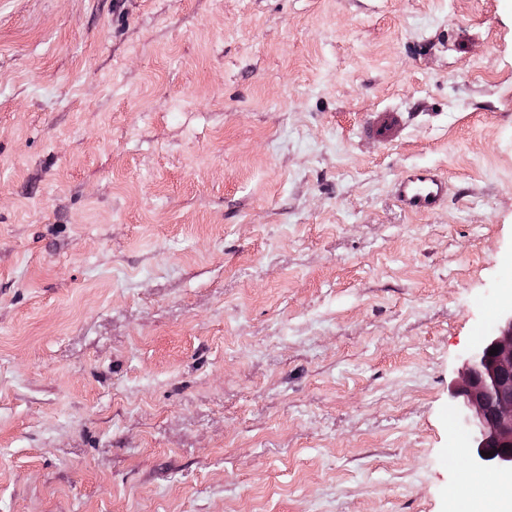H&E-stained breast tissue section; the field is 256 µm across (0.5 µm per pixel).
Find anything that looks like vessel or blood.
I'll return each mask as SVG.
<instances>
[{
  "label": "vessel or blood",
  "mask_w": 512,
  "mask_h": 512,
  "mask_svg": "<svg viewBox=\"0 0 512 512\" xmlns=\"http://www.w3.org/2000/svg\"><path fill=\"white\" fill-rule=\"evenodd\" d=\"M401 118L394 112H384L367 122L365 133L379 143L391 142ZM393 195L411 215H428L448 202V180L431 167L418 165L402 174L393 185Z\"/></svg>",
  "instance_id": "b4317fda"
}]
</instances>
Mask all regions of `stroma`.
I'll return each mask as SVG.
<instances>
[{
	"label": "stroma",
	"instance_id": "obj_1",
	"mask_svg": "<svg viewBox=\"0 0 512 512\" xmlns=\"http://www.w3.org/2000/svg\"><path fill=\"white\" fill-rule=\"evenodd\" d=\"M510 277L512 0H0V512H448ZM402 120L394 112H382L366 123L365 133L369 139L379 143H390L396 136ZM393 195L410 215H428L448 203V179L429 166L418 165L402 174Z\"/></svg>",
	"mask_w": 512,
	"mask_h": 512
}]
</instances>
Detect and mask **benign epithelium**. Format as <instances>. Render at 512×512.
<instances>
[{
  "label": "benign epithelium",
  "instance_id": "obj_1",
  "mask_svg": "<svg viewBox=\"0 0 512 512\" xmlns=\"http://www.w3.org/2000/svg\"><path fill=\"white\" fill-rule=\"evenodd\" d=\"M494 347L499 351L491 356ZM455 397L475 464L512 472V313L465 354Z\"/></svg>",
  "mask_w": 512,
  "mask_h": 512
}]
</instances>
